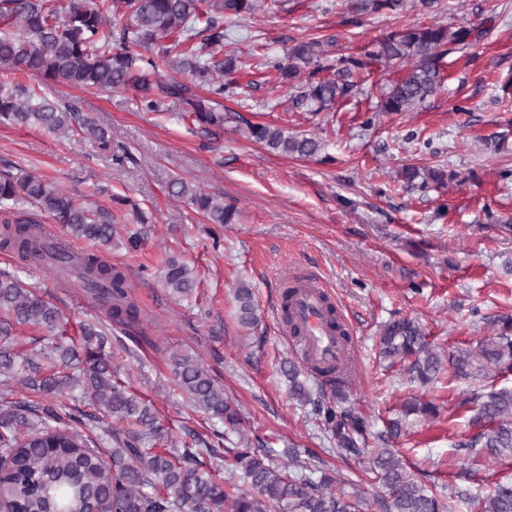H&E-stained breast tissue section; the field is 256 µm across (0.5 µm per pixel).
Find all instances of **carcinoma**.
Wrapping results in <instances>:
<instances>
[{
    "label": "carcinoma",
    "mask_w": 512,
    "mask_h": 512,
    "mask_svg": "<svg viewBox=\"0 0 512 512\" xmlns=\"http://www.w3.org/2000/svg\"><path fill=\"white\" fill-rule=\"evenodd\" d=\"M437 0H347L342 25H358L364 15L397 13L412 4L435 10ZM258 0H0V123L35 126L52 133H78L101 150L111 148L105 128L89 116L46 96L44 87L137 93L142 112H164L175 100L201 132L218 137L231 115L221 99L230 84L223 76L237 69L238 58L224 49V19L252 15ZM121 16L125 21L114 23ZM482 30L466 25H423L393 30L359 53L336 56L316 39L297 42L269 65L277 84L291 91L296 108L319 112L352 97L354 80L375 65L404 67L387 88L380 111L406 112L433 96L441 84L440 63L453 50L477 46ZM28 78L19 81L16 74ZM245 134L274 152L311 158L321 142L289 135L269 124H247ZM410 188L430 182L459 181L455 171L408 164L398 171ZM171 196L183 199L211 224H236L239 210L219 195L204 194L183 177H172ZM34 205L31 213L26 205ZM45 214L71 239L96 245L75 255L44 240L39 221ZM0 248L18 263L38 259L50 272L65 268L95 308H105L112 323L136 327L142 310L125 271L108 263L100 248L116 239V217L97 205L76 204L60 186L35 175L0 171ZM163 285L174 297L189 296L195 287L189 267L174 258L163 268ZM238 323H258L254 293L241 285L234 291ZM62 314L39 292L10 274L0 275V376L25 372L23 383L36 400H14L0 393V502L13 512H368L371 505L335 489L337 479L323 471L318 479L293 477L268 453L251 448H223L199 436L194 447L178 455L158 448L165 439L151 407L119 379L120 367L106 350L107 331L81 327L78 340L65 335ZM35 326L50 333L49 353L34 358L16 349L13 328ZM512 317L498 321L499 336L480 343L478 351L458 349L443 358L433 352L428 336L411 319L394 320L382 330L379 356L401 363L411 380L426 386L447 369L456 378L471 376L480 361L499 373L512 372ZM178 386L197 407L235 429L240 413L224 398L209 371L187 356L172 357ZM292 396L311 403L341 454H370L371 472L383 512H449L434 487L422 483L402 462L390 440L400 436L392 421L366 447L365 420L344 406L345 376L328 377L331 396L315 400L298 379L295 364L285 370ZM80 390L79 402L90 410L64 411L59 402ZM471 425L475 433L460 444L489 457L512 454V390L474 392ZM404 415L436 414V407L416 398L402 405ZM224 462L241 471L247 487L221 476L201 458ZM481 512H512V483H499L480 502Z\"/></svg>",
    "instance_id": "cac0c4a2"
}]
</instances>
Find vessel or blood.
I'll use <instances>...</instances> for the list:
<instances>
[{
    "label": "vessel or blood",
    "mask_w": 512,
    "mask_h": 512,
    "mask_svg": "<svg viewBox=\"0 0 512 512\" xmlns=\"http://www.w3.org/2000/svg\"><path fill=\"white\" fill-rule=\"evenodd\" d=\"M329 300L325 290L311 280L291 299V312L302 331L299 345L302 357L324 369H343L352 360L353 342L342 336L328 312Z\"/></svg>",
    "instance_id": "obj_1"
}]
</instances>
